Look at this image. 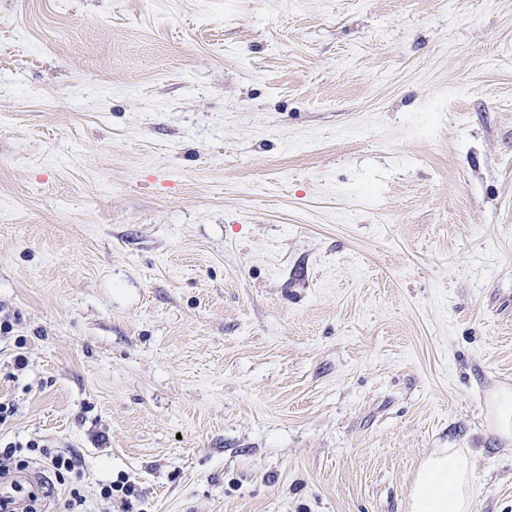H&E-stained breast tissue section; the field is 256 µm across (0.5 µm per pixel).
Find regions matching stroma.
I'll list each match as a JSON object with an SVG mask.
<instances>
[{
    "mask_svg": "<svg viewBox=\"0 0 512 512\" xmlns=\"http://www.w3.org/2000/svg\"><path fill=\"white\" fill-rule=\"evenodd\" d=\"M0 319L110 512H512V0H0ZM493 430L506 443H512V391L502 389L491 398ZM476 476L470 457L459 448H436L414 480L410 512H472ZM135 493V485L132 484L128 478H118L115 481L102 484L99 490V501L102 506L112 503V497L114 496H120L122 498L125 497L127 499L129 497H134Z\"/></svg>",
    "mask_w": 512,
    "mask_h": 512,
    "instance_id": "1",
    "label": "stroma"
}]
</instances>
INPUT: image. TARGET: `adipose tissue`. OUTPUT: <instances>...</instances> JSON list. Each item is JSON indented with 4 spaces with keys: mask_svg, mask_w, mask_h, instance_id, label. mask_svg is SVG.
Returning a JSON list of instances; mask_svg holds the SVG:
<instances>
[{
    "mask_svg": "<svg viewBox=\"0 0 512 512\" xmlns=\"http://www.w3.org/2000/svg\"><path fill=\"white\" fill-rule=\"evenodd\" d=\"M476 476L458 448H438L424 459L414 480L410 512H472Z\"/></svg>",
    "mask_w": 512,
    "mask_h": 512,
    "instance_id": "obj_1",
    "label": "adipose tissue"
}]
</instances>
